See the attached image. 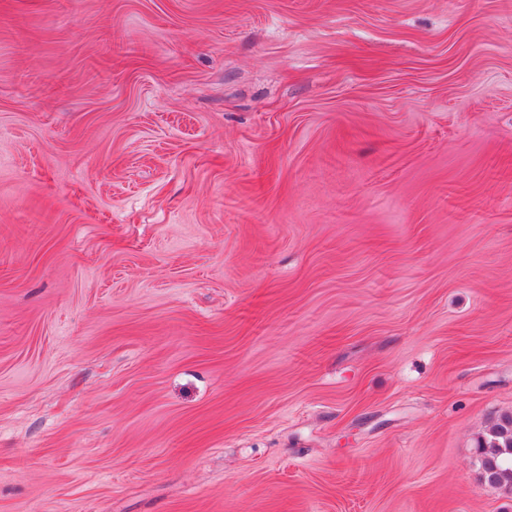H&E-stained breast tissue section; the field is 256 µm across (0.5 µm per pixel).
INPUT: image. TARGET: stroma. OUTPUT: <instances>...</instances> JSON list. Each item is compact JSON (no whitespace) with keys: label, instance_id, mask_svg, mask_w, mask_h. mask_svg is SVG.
Instances as JSON below:
<instances>
[{"label":"stroma","instance_id":"obj_1","mask_svg":"<svg viewBox=\"0 0 512 512\" xmlns=\"http://www.w3.org/2000/svg\"><path fill=\"white\" fill-rule=\"evenodd\" d=\"M512 0H0V512H512ZM482 480L512 492V413H505L479 439Z\"/></svg>","mask_w":512,"mask_h":512}]
</instances>
